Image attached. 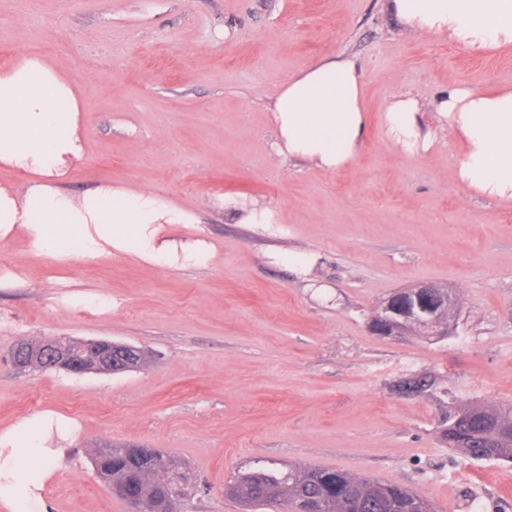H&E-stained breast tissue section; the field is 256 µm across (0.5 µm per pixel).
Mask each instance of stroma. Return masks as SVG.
Segmentation results:
<instances>
[{
	"mask_svg": "<svg viewBox=\"0 0 512 512\" xmlns=\"http://www.w3.org/2000/svg\"><path fill=\"white\" fill-rule=\"evenodd\" d=\"M25 54L88 103L71 192L152 190L199 218L158 226L177 246L165 263L48 253L21 226L0 239V432L72 422L52 439L50 512H128L92 457L131 445L191 473L173 512H240L224 486L258 457L402 484L437 512H512V463L439 434L451 409L512 402V200L458 183L462 150L433 107L450 87L512 89V47L409 32L386 0H0V71ZM335 54L363 69L367 122L358 157L327 172L278 154L270 106ZM408 92L434 140L413 155L383 112ZM240 206L268 223H238ZM418 283L455 295L448 336L370 333L379 302ZM48 337L144 359L80 377L13 364Z\"/></svg>",
	"mask_w": 512,
	"mask_h": 512,
	"instance_id": "stroma-1",
	"label": "stroma"
}]
</instances>
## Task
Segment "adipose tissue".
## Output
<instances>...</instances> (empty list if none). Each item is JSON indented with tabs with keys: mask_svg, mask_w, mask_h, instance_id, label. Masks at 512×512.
<instances>
[{
	"mask_svg": "<svg viewBox=\"0 0 512 512\" xmlns=\"http://www.w3.org/2000/svg\"><path fill=\"white\" fill-rule=\"evenodd\" d=\"M388 7L410 31L443 34L478 52L512 44V0H388ZM86 109L71 83L41 56H23L0 72V165L30 176L20 192L0 185V237L21 224L49 252L61 251L76 233L88 251L104 240L165 259L166 245L155 244L147 226L194 224L195 213L153 191L102 184L74 195L64 188L83 157L80 114ZM422 110L410 94L385 106L392 140L410 154L432 144L422 131ZM436 110L465 143L460 182L489 197L512 198V89L452 88L438 96ZM272 112L281 155L341 170L363 143L361 71L348 58L318 59L281 86ZM69 430L63 418L47 414L0 434V512H48L44 488L64 451L47 441Z\"/></svg>",
	"mask_w": 512,
	"mask_h": 512,
	"instance_id": "1",
	"label": "adipose tissue"
}]
</instances>
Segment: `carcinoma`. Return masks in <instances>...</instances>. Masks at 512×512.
<instances>
[{
  "instance_id": "obj_1",
  "label": "carcinoma",
  "mask_w": 512,
  "mask_h": 512,
  "mask_svg": "<svg viewBox=\"0 0 512 512\" xmlns=\"http://www.w3.org/2000/svg\"><path fill=\"white\" fill-rule=\"evenodd\" d=\"M444 441L451 448L475 460L512 462V403L491 407H460L448 414ZM178 474L173 487L182 496L191 490L190 479L175 461L156 453L152 473ZM155 481L144 477L128 484V495L139 512H153ZM224 495L245 507L248 512L264 507H284L296 512L309 499L323 502L325 512H435L433 504L412 489L386 484L367 477L319 467L290 466L283 469L264 459L250 462L224 486Z\"/></svg>"
}]
</instances>
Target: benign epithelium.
Wrapping results in <instances>:
<instances>
[{"label": "benign epithelium", "mask_w": 512, "mask_h": 512, "mask_svg": "<svg viewBox=\"0 0 512 512\" xmlns=\"http://www.w3.org/2000/svg\"><path fill=\"white\" fill-rule=\"evenodd\" d=\"M456 307V298L448 289L435 284H421L399 289L385 298L369 322L371 331L379 336H402L415 332L421 336H445L448 321ZM143 352L134 346L108 339L88 340L68 345L59 339H45L36 344L22 343L14 353L17 367L62 369L74 375L86 373L112 374L139 366ZM145 449L124 450L127 475L143 474ZM158 512H169L172 485L163 480L155 486Z\"/></svg>", "instance_id": "obj_1"}]
</instances>
